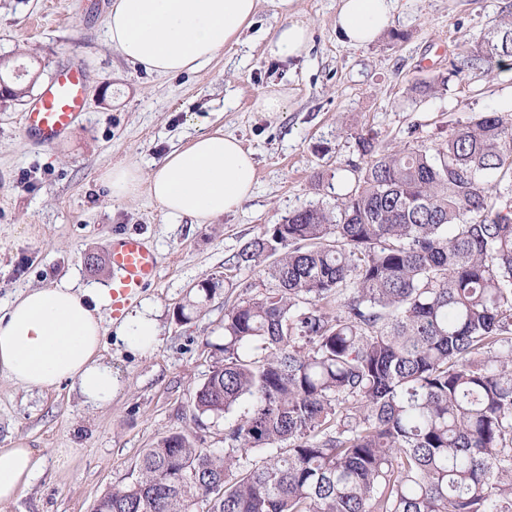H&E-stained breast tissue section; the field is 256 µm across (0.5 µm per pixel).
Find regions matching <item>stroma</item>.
<instances>
[{
	"label": "stroma",
	"instance_id": "35a3bbf8",
	"mask_svg": "<svg viewBox=\"0 0 512 512\" xmlns=\"http://www.w3.org/2000/svg\"><path fill=\"white\" fill-rule=\"evenodd\" d=\"M112 0H0V58L25 64L36 83L0 104V307L28 288L63 280L111 286L108 242L139 233L156 247L158 279L141 295L159 314L154 347L131 348L107 332L103 355L121 387L109 406L82 405L70 384L42 392L0 373V447L24 440L43 456V474L0 512H93L111 487L130 482L143 449L188 433L199 447L224 446V426L193 419L192 396L223 343L224 310L271 288L262 265L236 262L242 247L307 206L335 210L348 164L360 163L354 132L399 148L446 141L457 124L495 112L512 119V76L504 66L450 74L512 0H395L390 24L365 48L336 32L337 0H293L310 21L307 56L283 63L263 53L281 19L260 0L239 42L191 74H147L109 45ZM81 59L89 110L60 142L26 137L20 116L54 72ZM430 84L428 94L414 93ZM288 91L284 112H259L269 87ZM209 118L250 149L257 163L253 197L211 222L172 221L141 194L115 202L103 171L153 162L197 132L189 115ZM224 288L197 308L196 286Z\"/></svg>",
	"mask_w": 512,
	"mask_h": 512
}]
</instances>
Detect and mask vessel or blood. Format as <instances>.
I'll return each mask as SVG.
<instances>
[{
    "label": "vessel or blood",
    "mask_w": 512,
    "mask_h": 512,
    "mask_svg": "<svg viewBox=\"0 0 512 512\" xmlns=\"http://www.w3.org/2000/svg\"><path fill=\"white\" fill-rule=\"evenodd\" d=\"M83 84L81 61L59 67L29 110L22 114L23 133L46 145L66 137L87 109ZM106 253L116 273L112 281V318L117 321L127 304L155 282L159 258L148 240L133 233L112 239Z\"/></svg>",
    "instance_id": "b4317fda"
}]
</instances>
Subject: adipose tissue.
Here are the masks:
<instances>
[{
  "instance_id": "1",
  "label": "adipose tissue",
  "mask_w": 512,
  "mask_h": 512,
  "mask_svg": "<svg viewBox=\"0 0 512 512\" xmlns=\"http://www.w3.org/2000/svg\"><path fill=\"white\" fill-rule=\"evenodd\" d=\"M293 0H278L284 20L266 36L265 54L282 62L311 48L308 22L294 17ZM259 0H113L106 19L112 48L159 76L203 69L239 41ZM394 0H339L336 29L344 43L364 47L387 28ZM197 133L182 148L154 162L150 173L134 163L115 165L102 180L113 201L148 194L173 218L200 222L239 208L255 191L252 151L223 128L197 119ZM112 304L106 288L62 282L18 292L0 314V372L18 386L41 391L70 383L91 409L109 405L120 380L101 351L107 332L104 312ZM116 334L141 349L160 334L148 305L125 314ZM45 459L23 442L0 448V504L13 502L43 472Z\"/></svg>"
}]
</instances>
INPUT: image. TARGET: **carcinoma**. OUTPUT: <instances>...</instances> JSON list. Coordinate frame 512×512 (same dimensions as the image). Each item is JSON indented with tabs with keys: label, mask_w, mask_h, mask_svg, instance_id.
<instances>
[{
	"label": "carcinoma",
	"mask_w": 512,
	"mask_h": 512,
	"mask_svg": "<svg viewBox=\"0 0 512 512\" xmlns=\"http://www.w3.org/2000/svg\"><path fill=\"white\" fill-rule=\"evenodd\" d=\"M504 58L512 13L463 66ZM354 139L336 213L297 210L237 254L275 288L225 309L193 393L199 425L249 402L224 450L161 438L102 495L112 512H512V122Z\"/></svg>",
	"instance_id": "cac0c4a2"
}]
</instances>
